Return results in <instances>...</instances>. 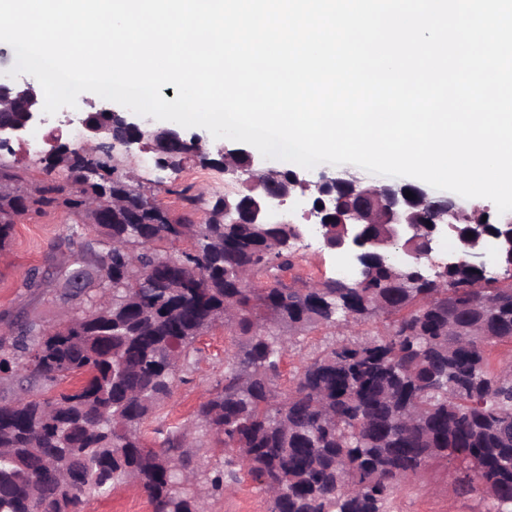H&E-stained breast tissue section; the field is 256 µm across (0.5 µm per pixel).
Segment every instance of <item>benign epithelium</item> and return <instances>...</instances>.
I'll list each match as a JSON object with an SVG mask.
<instances>
[{
    "label": "benign epithelium",
    "mask_w": 512,
    "mask_h": 512,
    "mask_svg": "<svg viewBox=\"0 0 512 512\" xmlns=\"http://www.w3.org/2000/svg\"><path fill=\"white\" fill-rule=\"evenodd\" d=\"M44 97L40 85L27 79L0 80V112H18L21 119L0 118V152L13 151L12 143L22 141L26 132L36 124L46 122ZM87 131L79 153L90 149L111 150L117 146L128 154L133 149L148 148L156 154L170 143H186L190 150L185 156L207 154L203 140L185 137L174 123L153 128L140 121L128 110L102 106L97 112L80 120ZM218 167L224 179L250 184L251 195L245 198L224 196V213H236L241 224H268L275 211L292 199L305 203L303 219L307 224L323 228L337 224L341 236L334 252L350 256L361 266L368 251L380 254L383 249L404 243L403 253L414 258H431L445 236H455L462 246L461 253H448L447 266H453L463 256L475 265H486L487 248L496 254L507 253L512 258V218L502 222L503 230L478 236L472 240L459 228L462 209L450 198L430 195L411 183L381 184L364 187L352 176H342L329 170L317 173L304 168L279 170L266 166L263 157L247 148L221 147ZM412 192V197L405 192ZM382 224L386 233L370 231Z\"/></svg>",
    "instance_id": "1"
}]
</instances>
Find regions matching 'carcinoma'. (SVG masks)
Listing matches in <instances>:
<instances>
[{
    "instance_id": "obj_1",
    "label": "carcinoma",
    "mask_w": 512,
    "mask_h": 512,
    "mask_svg": "<svg viewBox=\"0 0 512 512\" xmlns=\"http://www.w3.org/2000/svg\"><path fill=\"white\" fill-rule=\"evenodd\" d=\"M112 154L75 155L53 178L28 184L0 154V207L41 213L62 204L84 212L56 247L71 252L56 272L30 270L25 288L63 281L83 316L45 326L9 320L0 372L20 375L0 399V512H85L90 499L131 482L152 512H208V499L247 474L267 512H389L404 482L444 461L460 472L456 492L512 512V261L503 273L461 263L419 273L386 257L356 278L297 288L281 273L299 242L281 224H234L224 196H187L204 224H154L147 197L112 173ZM185 242L178 264L158 243ZM153 269L146 288L135 265ZM267 279L253 288L249 278ZM83 281L71 291L70 285ZM379 315L384 332L349 338ZM238 337L224 381L194 419L154 447L143 425L173 397L177 373L195 363L198 338L216 324ZM318 326L337 338L308 358L286 392L275 386L283 355ZM210 436L225 454L201 467L189 448Z\"/></svg>"
}]
</instances>
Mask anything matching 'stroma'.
Returning <instances> with one entry per match:
<instances>
[{"instance_id": "1", "label": "stroma", "mask_w": 512, "mask_h": 512, "mask_svg": "<svg viewBox=\"0 0 512 512\" xmlns=\"http://www.w3.org/2000/svg\"><path fill=\"white\" fill-rule=\"evenodd\" d=\"M69 142L65 113L49 116L46 123L32 127L23 141L14 143L12 159L27 181L44 179L41 163L54 139ZM222 170L205 166L196 158L187 159L181 170L154 171L152 177L141 176V191L152 202L167 209L172 216L191 213L196 223L207 220L204 210L187 211L178 192L192 186L194 192L212 195L225 193ZM82 215L58 207L23 217L15 228L12 245L0 252V315L26 316L39 323L55 324L77 316L86 309L81 300L60 298L56 290L31 292L22 282L30 269L54 270L66 261L68 249H56V242L68 234L70 225L82 223ZM337 257L321 243L300 253L288 279L312 284L337 275ZM331 329L320 327L288 351L280 364L276 381L279 391H288L305 358L332 340ZM200 354L196 363L185 371V383L179 384L172 399L161 411L166 423L179 425L190 421L197 406L205 401L224 379V360L234 349V337L223 326H216L197 342ZM453 469L446 462L427 466L395 493L390 512H481L477 499L458 498L453 489ZM86 512H151L146 494L132 483L118 486L107 497L89 503ZM209 512H267V502L252 476L225 488L223 495L212 499Z\"/></svg>"}]
</instances>
